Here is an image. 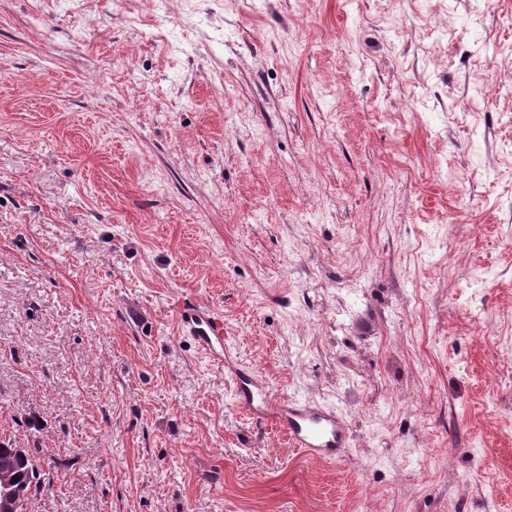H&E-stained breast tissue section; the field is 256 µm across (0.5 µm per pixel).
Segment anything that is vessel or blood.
<instances>
[{
    "label": "vessel or blood",
    "instance_id": "1",
    "mask_svg": "<svg viewBox=\"0 0 512 512\" xmlns=\"http://www.w3.org/2000/svg\"><path fill=\"white\" fill-rule=\"evenodd\" d=\"M181 329L195 347L219 368L229 369L241 407L259 420L283 429L291 447L310 458L333 461L348 446L351 428L329 405L307 400L278 398L256 375L231 365L224 345V319L212 309L191 301L179 308Z\"/></svg>",
    "mask_w": 512,
    "mask_h": 512
}]
</instances>
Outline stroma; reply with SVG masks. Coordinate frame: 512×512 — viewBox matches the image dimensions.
<instances>
[{
    "label": "stroma",
    "instance_id": "35a3bbf8",
    "mask_svg": "<svg viewBox=\"0 0 512 512\" xmlns=\"http://www.w3.org/2000/svg\"><path fill=\"white\" fill-rule=\"evenodd\" d=\"M1 445L27 512H512V0H0ZM178 313L184 335L219 368L230 371L238 403L250 416L283 429L291 447L310 458L335 461L344 453L351 428L336 410L323 403L275 397L266 381L230 363L224 319L212 309L185 301Z\"/></svg>",
    "mask_w": 512,
    "mask_h": 512
}]
</instances>
